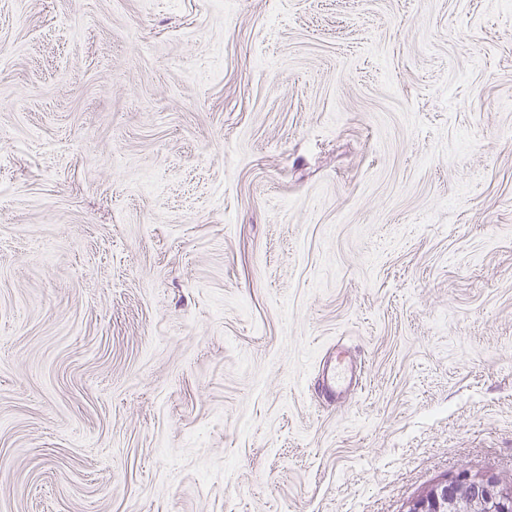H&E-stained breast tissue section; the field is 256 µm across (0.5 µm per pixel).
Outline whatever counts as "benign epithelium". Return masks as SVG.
Returning a JSON list of instances; mask_svg holds the SVG:
<instances>
[{"label":"benign epithelium","instance_id":"benign-epithelium-1","mask_svg":"<svg viewBox=\"0 0 512 512\" xmlns=\"http://www.w3.org/2000/svg\"><path fill=\"white\" fill-rule=\"evenodd\" d=\"M405 512H512V483L462 471L433 485Z\"/></svg>","mask_w":512,"mask_h":512}]
</instances>
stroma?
<instances>
[{
  "label": "stroma",
  "instance_id": "1",
  "mask_svg": "<svg viewBox=\"0 0 512 512\" xmlns=\"http://www.w3.org/2000/svg\"><path fill=\"white\" fill-rule=\"evenodd\" d=\"M464 470L512 477V0H0V512ZM323 387L328 395H341L350 388L349 370L336 358L333 366H326L323 373Z\"/></svg>",
  "mask_w": 512,
  "mask_h": 512
}]
</instances>
